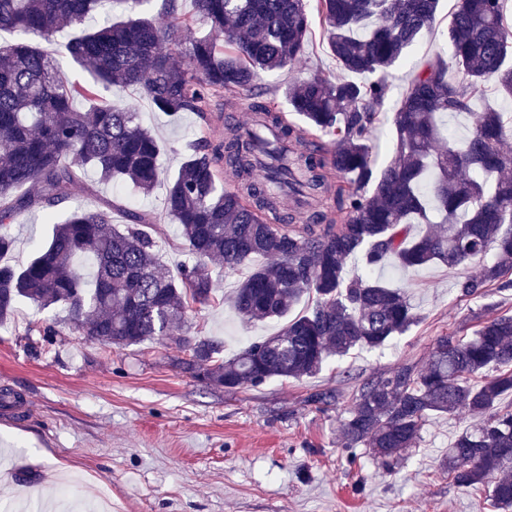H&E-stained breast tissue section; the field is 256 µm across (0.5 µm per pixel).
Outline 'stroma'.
<instances>
[{
  "label": "stroma",
  "instance_id": "obj_1",
  "mask_svg": "<svg viewBox=\"0 0 512 512\" xmlns=\"http://www.w3.org/2000/svg\"><path fill=\"white\" fill-rule=\"evenodd\" d=\"M457 0H440L436 21L393 68L391 99L445 44L448 16ZM336 61L312 24L301 59L267 83L284 85L335 71ZM112 97L138 112L166 149L159 158L162 185L152 195L123 193L136 208L162 215L163 185L177 172L202 122L223 134L225 119L251 124L245 106L213 98L204 115L173 119L134 88ZM15 265L26 264L51 232L30 214L11 227ZM217 303L188 314L189 337L211 338L233 357L251 341L278 332L282 321L246 323L228 300L244 277L211 262ZM477 265L454 269L435 263L381 270L405 288L418 316L415 326L387 346L356 349L332 358L322 371L299 379H275L229 391L185 373L178 348L166 339L110 351L60 325L51 350L34 355L36 328L47 313L20 303L0 327V512H43V502H80L93 490L112 495V512H496L481 493L454 485L439 464L470 415L431 417L406 464L387 473L359 450L348 458L341 427L355 388L374 373L402 362L425 364L438 336L472 335L493 313L512 314V289L490 299L461 297L458 277ZM316 391L337 393L326 406L307 404Z\"/></svg>",
  "mask_w": 512,
  "mask_h": 512
}]
</instances>
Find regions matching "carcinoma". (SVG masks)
<instances>
[{"label": "carcinoma", "mask_w": 512, "mask_h": 512, "mask_svg": "<svg viewBox=\"0 0 512 512\" xmlns=\"http://www.w3.org/2000/svg\"><path fill=\"white\" fill-rule=\"evenodd\" d=\"M0 0V326L19 301L58 308L78 336L112 350L157 337L189 351L194 377L226 389L317 374L332 357L378 349L417 321L406 291L373 276L388 262L402 269L477 264L456 283L460 296L485 298L512 287V124L488 108L472 132L454 140L442 115L468 113L494 87L512 99V31L506 0H458L446 49L427 60L394 110L392 155L378 166L370 133L391 90L390 69L435 19L438 0H194L207 30L177 16V0ZM107 20H85L98 9ZM326 32L337 72L287 88L297 125L258 97L260 85L303 54L311 16ZM71 33L66 54L90 77L67 79L43 47ZM135 87L167 116L204 114L214 97L245 100L247 130L201 135L166 188L165 218L179 228L190 261L172 273L151 229L161 220L115 197L108 211L78 208L53 224L51 237L22 267L11 226L23 213L83 189L88 168L100 180L148 194L162 145L137 113L100 95ZM93 102L86 112L75 98ZM302 198L311 217L280 208L273 189ZM434 207L438 224L413 232ZM123 224L112 222V213ZM492 259H487L488 254ZM93 262L91 280L74 264ZM266 259L262 264L255 259ZM250 267L230 298L245 321L283 318L308 295L313 305L282 330L224 359L214 343L182 332L195 305L214 301L209 262ZM361 272L347 274V263ZM512 315L483 320L470 336L437 338L429 362L364 379L343 424L350 456L365 448L392 469L415 447L433 415L465 410L483 420L448 449V477L484 487L512 509Z\"/></svg>", "instance_id": "1"}]
</instances>
